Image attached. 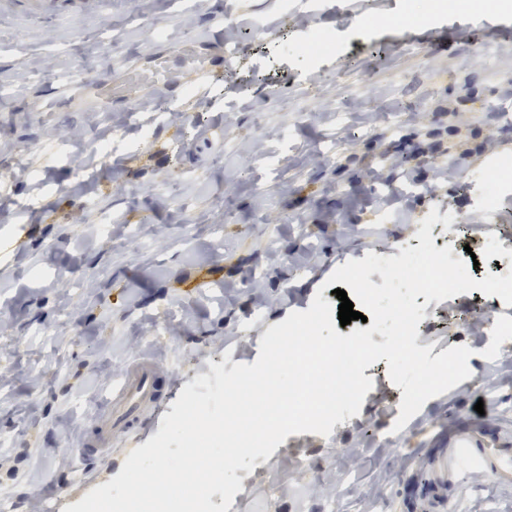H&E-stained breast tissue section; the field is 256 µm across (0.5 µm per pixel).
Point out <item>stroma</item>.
<instances>
[{"label": "stroma", "instance_id": "obj_1", "mask_svg": "<svg viewBox=\"0 0 512 512\" xmlns=\"http://www.w3.org/2000/svg\"><path fill=\"white\" fill-rule=\"evenodd\" d=\"M418 2L198 0L187 13L83 0L74 20L0 2V169L13 172L0 178V500L29 512L37 490L63 512L108 483L185 385L226 359L254 363L290 312L318 293L336 303L319 287L338 266L395 256L430 209L471 219L454 258H481L492 233L512 240V187L490 207L482 180L512 157V37L486 34L512 2L437 0L417 19ZM319 35L330 53L298 52ZM68 75L77 83L45 105ZM490 270L481 258L469 273ZM483 310L512 318L475 289L430 302L416 340L435 356L468 346L470 378L395 433L403 391L377 361L359 415L256 459L236 512H414L407 492L438 432L466 421L512 436V340L482 357L491 338L469 321ZM143 363L160 408L101 464L86 452L96 420ZM448 512H512V483L462 476Z\"/></svg>", "mask_w": 512, "mask_h": 512}]
</instances>
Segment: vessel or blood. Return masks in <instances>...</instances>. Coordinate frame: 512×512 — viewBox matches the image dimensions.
Returning a JSON list of instances; mask_svg holds the SVG:
<instances>
[{"label":"vessel or blood","instance_id":"vessel-or-blood-1","mask_svg":"<svg viewBox=\"0 0 512 512\" xmlns=\"http://www.w3.org/2000/svg\"><path fill=\"white\" fill-rule=\"evenodd\" d=\"M158 397L152 366L139 365L112 388L111 406L99 417L94 432L98 450L111 448L114 438L143 423L145 409ZM430 473L420 488L421 512H445L448 484L461 475L482 472L498 481L512 479V442L498 440L461 424L436 440L424 457Z\"/></svg>","mask_w":512,"mask_h":512}]
</instances>
